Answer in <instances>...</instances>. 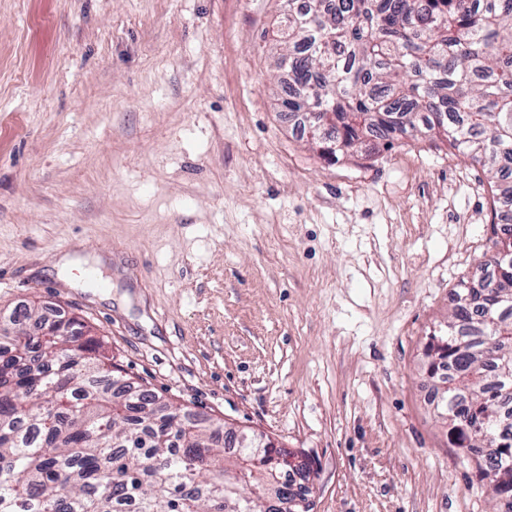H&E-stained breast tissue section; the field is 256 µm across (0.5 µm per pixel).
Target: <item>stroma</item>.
<instances>
[{
	"mask_svg": "<svg viewBox=\"0 0 512 512\" xmlns=\"http://www.w3.org/2000/svg\"><path fill=\"white\" fill-rule=\"evenodd\" d=\"M282 10L0 0V311L82 316L161 400L307 459L310 512H498L425 357L487 177L422 140L323 158L282 111Z\"/></svg>",
	"mask_w": 512,
	"mask_h": 512,
	"instance_id": "1",
	"label": "stroma"
}]
</instances>
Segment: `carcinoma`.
Returning <instances> with one entry per match:
<instances>
[{
  "label": "carcinoma",
  "instance_id": "obj_1",
  "mask_svg": "<svg viewBox=\"0 0 512 512\" xmlns=\"http://www.w3.org/2000/svg\"><path fill=\"white\" fill-rule=\"evenodd\" d=\"M305 0L279 20L293 87L282 102L316 142L328 124L330 157L354 159L375 138L389 150L427 138L484 166L494 208L512 205V0ZM491 247L512 248V221L493 213ZM484 277L454 289L448 329L428 356L453 366L441 388L448 440L486 446L476 476L512 500V266L483 260ZM42 308L25 304L0 329V512H263L264 501L305 500L291 489L281 449L204 431L122 376L92 327L60 317L46 336Z\"/></svg>",
  "mask_w": 512,
  "mask_h": 512
}]
</instances>
